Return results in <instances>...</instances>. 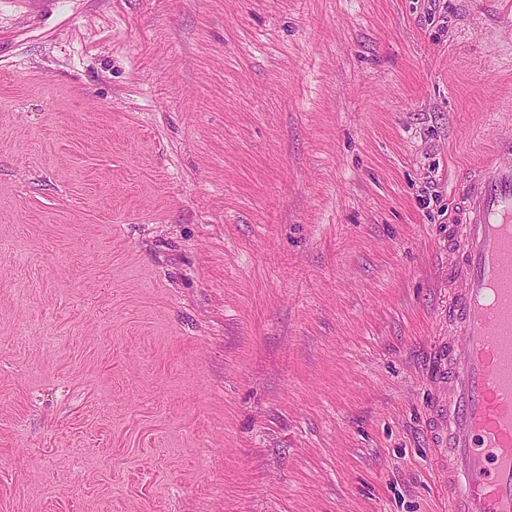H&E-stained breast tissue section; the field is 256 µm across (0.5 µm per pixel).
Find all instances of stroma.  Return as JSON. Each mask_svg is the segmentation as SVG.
Here are the masks:
<instances>
[{
  "label": "stroma",
  "mask_w": 512,
  "mask_h": 512,
  "mask_svg": "<svg viewBox=\"0 0 512 512\" xmlns=\"http://www.w3.org/2000/svg\"><path fill=\"white\" fill-rule=\"evenodd\" d=\"M512 0H0V512H448V210Z\"/></svg>",
  "instance_id": "obj_1"
}]
</instances>
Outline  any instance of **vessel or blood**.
Masks as SVG:
<instances>
[{"instance_id":"1","label":"vessel or blood","mask_w":512,"mask_h":512,"mask_svg":"<svg viewBox=\"0 0 512 512\" xmlns=\"http://www.w3.org/2000/svg\"><path fill=\"white\" fill-rule=\"evenodd\" d=\"M452 193L448 337L428 429L451 512H512V135Z\"/></svg>"}]
</instances>
